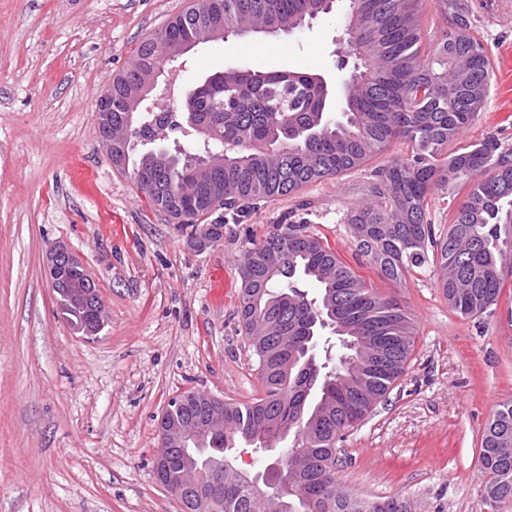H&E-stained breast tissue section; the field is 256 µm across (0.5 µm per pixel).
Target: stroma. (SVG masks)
<instances>
[{"label": "stroma", "instance_id": "stroma-1", "mask_svg": "<svg viewBox=\"0 0 512 512\" xmlns=\"http://www.w3.org/2000/svg\"><path fill=\"white\" fill-rule=\"evenodd\" d=\"M194 0H0V512H182L156 481L158 423L170 397L198 390L261 398L240 323V261L274 225L308 217L331 248L415 320L402 376L341 442L336 477L365 498L399 496L414 512H481L479 448L512 401V293L464 318L432 267L395 283L359 256L345 214L371 172L408 156L402 143L358 170L225 218L206 250L153 211L115 169L96 102L147 35ZM347 8L277 37L200 44L167 70L180 91L225 69L310 72L338 111L354 70L338 41ZM464 13L493 61L486 106L464 135L512 145V0H422L423 43ZM65 244L95 282L102 329L77 333L45 272Z\"/></svg>", "mask_w": 512, "mask_h": 512}]
</instances>
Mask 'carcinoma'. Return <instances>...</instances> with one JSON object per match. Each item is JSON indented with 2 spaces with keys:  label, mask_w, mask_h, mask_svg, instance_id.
I'll return each instance as SVG.
<instances>
[{
  "label": "carcinoma",
  "mask_w": 512,
  "mask_h": 512,
  "mask_svg": "<svg viewBox=\"0 0 512 512\" xmlns=\"http://www.w3.org/2000/svg\"><path fill=\"white\" fill-rule=\"evenodd\" d=\"M422 0H368L366 24L354 35L375 45L360 76L345 90L340 117H327L330 101L309 72L256 74L223 71L191 89L195 112H126L123 93L161 62L156 34L136 49V66L112 80V129L136 131L113 141L112 165L147 188L151 209L162 210L196 233L204 223L224 225L255 200L284 196L304 186L362 167L402 142L408 158L374 171L366 200L346 214L358 251L380 275L400 282L436 257L438 287L448 304L470 318L496 304L512 285V148L493 136L460 146L488 99L493 62L462 13L420 58ZM305 0H197L163 26L172 41L193 36L196 20L222 19L224 38L240 26L259 27L272 14L293 29L304 25ZM190 139L196 125L210 127L224 154L207 156L176 148L166 167L144 160L150 124ZM437 184L467 190L448 232L436 235L429 193ZM221 215L212 217L215 212ZM240 314L249 348L258 360L263 397L224 404V432L204 452L227 457L224 498L200 512H411L399 497L358 498L336 480V447L401 376L415 344L411 318L393 297L356 274L327 239L305 220L276 224L241 260ZM310 284L314 292L299 288ZM73 328L84 333L89 313L60 303ZM329 328L351 343L330 364L316 361L318 333ZM292 437L271 477L288 486L283 499L260 491L230 463L239 448H274ZM507 450H501V447ZM479 454L485 499H512V401L494 412Z\"/></svg>",
  "instance_id": "obj_1"
}]
</instances>
